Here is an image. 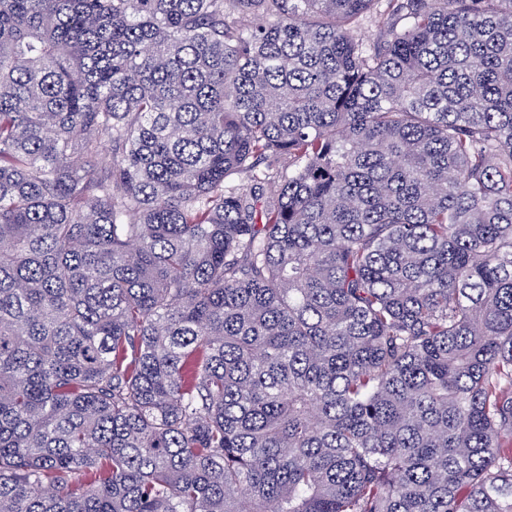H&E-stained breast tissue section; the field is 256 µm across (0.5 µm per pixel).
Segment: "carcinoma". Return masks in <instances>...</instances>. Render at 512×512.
Masks as SVG:
<instances>
[{"label": "carcinoma", "instance_id": "carcinoma-1", "mask_svg": "<svg viewBox=\"0 0 512 512\" xmlns=\"http://www.w3.org/2000/svg\"><path fill=\"white\" fill-rule=\"evenodd\" d=\"M0 512H512V0H0Z\"/></svg>", "mask_w": 512, "mask_h": 512}]
</instances>
